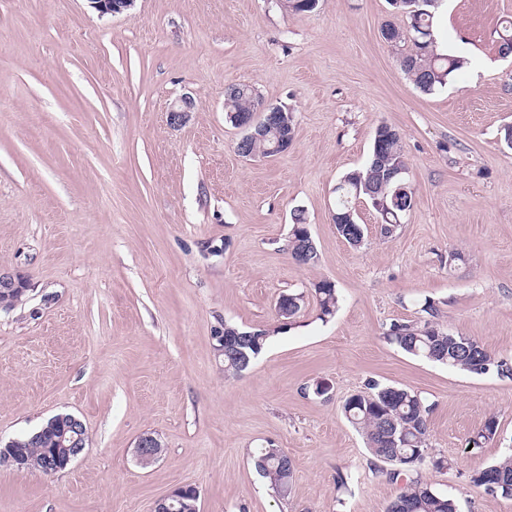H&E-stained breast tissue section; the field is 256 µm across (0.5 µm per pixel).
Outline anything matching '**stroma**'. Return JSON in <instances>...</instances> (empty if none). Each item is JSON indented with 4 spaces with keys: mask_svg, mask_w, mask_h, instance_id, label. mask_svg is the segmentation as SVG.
Here are the masks:
<instances>
[{
    "mask_svg": "<svg viewBox=\"0 0 512 512\" xmlns=\"http://www.w3.org/2000/svg\"><path fill=\"white\" fill-rule=\"evenodd\" d=\"M512 0H444L441 52L469 61L434 93L381 34L388 0H136L102 15L89 0H0V269L28 289L0 309V441L54 415L79 418L83 459L49 477L0 467V512H153L175 487L200 512H385L399 484L374 469L344 401L369 381L418 393L430 462L420 474L459 512H512L470 474L512 448V379L404 353L393 323L425 304L453 334L512 360V56L498 50ZM253 86L295 115L273 158L238 155L224 88ZM189 97V121L167 115ZM402 136L414 206L392 235L365 198L351 247L335 189L363 167L378 125ZM304 211L318 259L288 252ZM334 284L321 318L314 288ZM303 294L280 318L281 294ZM264 330L261 356L224 375L225 324ZM329 383L326 394L316 382ZM493 440L470 447L489 417ZM164 447L150 466L134 450ZM292 459L279 497L252 456ZM135 452L138 460L146 465L160 457L162 445L155 436L144 435L139 439Z\"/></svg>",
    "mask_w": 512,
    "mask_h": 512,
    "instance_id": "stroma-1",
    "label": "stroma"
}]
</instances>
